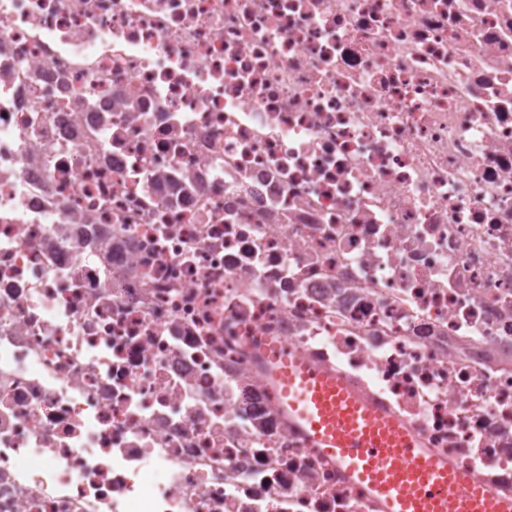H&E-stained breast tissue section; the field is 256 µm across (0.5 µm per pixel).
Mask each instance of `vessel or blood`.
Masks as SVG:
<instances>
[{
	"mask_svg": "<svg viewBox=\"0 0 512 512\" xmlns=\"http://www.w3.org/2000/svg\"><path fill=\"white\" fill-rule=\"evenodd\" d=\"M260 369L289 424L382 512H512V496L485 491L336 372L282 343L261 350Z\"/></svg>",
	"mask_w": 512,
	"mask_h": 512,
	"instance_id": "b4317fda",
	"label": "vessel or blood"
}]
</instances>
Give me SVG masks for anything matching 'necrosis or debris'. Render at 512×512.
Here are the masks:
<instances>
[{"instance_id":"necrosis-or-debris-1","label":"necrosis or debris","mask_w":512,"mask_h":512,"mask_svg":"<svg viewBox=\"0 0 512 512\" xmlns=\"http://www.w3.org/2000/svg\"><path fill=\"white\" fill-rule=\"evenodd\" d=\"M268 340L512 495V0H0V512H379Z\"/></svg>"}]
</instances>
